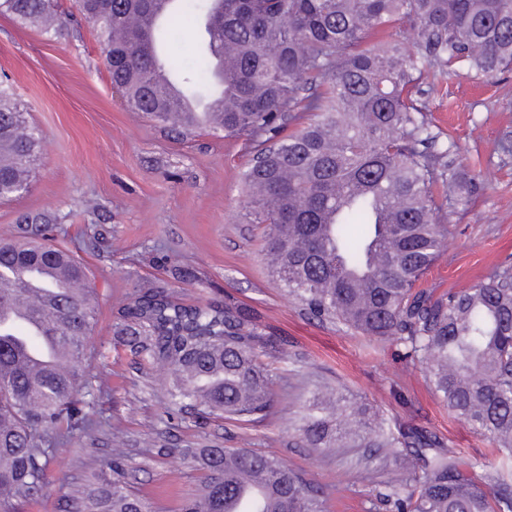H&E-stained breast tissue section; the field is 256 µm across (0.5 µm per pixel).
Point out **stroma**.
I'll return each mask as SVG.
<instances>
[{"label": "stroma", "instance_id": "1", "mask_svg": "<svg viewBox=\"0 0 512 512\" xmlns=\"http://www.w3.org/2000/svg\"><path fill=\"white\" fill-rule=\"evenodd\" d=\"M59 33L0 15V88L7 90L41 136L39 159L26 192L0 200V239L11 238L22 216L43 214L87 267L97 292V316L84 361L96 396L91 410L107 430L123 432L131 484L156 512H174L195 488L193 462L160 446L235 448L243 440L276 449L285 465L323 484L333 512H387L376 495L400 478L396 449L316 454L300 447L295 421L319 387L341 390L379 412L390 425L414 424L444 438L476 473L498 458L488 438L449 413L420 366L397 347L323 324L268 273L264 227L249 223L241 204L249 155L242 141L201 131L184 138L131 111L112 88L103 47L74 0H58ZM423 99L448 159L476 188L468 205L449 202L455 226L424 287L470 288L501 264H512V70L491 78L449 74L428 79ZM192 271L181 280L175 266ZM172 288L195 304L228 298L254 310L268 332L286 340L290 359L274 371L268 418L243 425L224 418L205 424L168 414L170 404L145 371L116 347L112 322L139 289ZM97 442L74 435L54 447L47 496L29 512H58L62 488L96 483L99 467L80 460Z\"/></svg>", "mask_w": 512, "mask_h": 512}]
</instances>
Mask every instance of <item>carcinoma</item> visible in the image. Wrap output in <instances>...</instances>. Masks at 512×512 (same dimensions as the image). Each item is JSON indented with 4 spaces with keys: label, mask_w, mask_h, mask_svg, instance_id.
Returning a JSON list of instances; mask_svg holds the SVG:
<instances>
[{
    "label": "carcinoma",
    "mask_w": 512,
    "mask_h": 512,
    "mask_svg": "<svg viewBox=\"0 0 512 512\" xmlns=\"http://www.w3.org/2000/svg\"><path fill=\"white\" fill-rule=\"evenodd\" d=\"M158 0H75L105 47L112 86L127 103L179 136L197 131L153 77L147 47L184 92L215 90L213 47L227 55L223 112L214 133L244 141L243 197L253 223L267 226L271 274L311 318L396 344L425 366L448 411L495 443L499 463L472 475L434 432L391 428L379 413L333 389L313 396L297 432L319 451L357 441L401 448L412 475L379 493L390 512H512V267L472 288L436 295L420 287L454 225L452 193L473 185L448 173L422 101L428 76L448 71L491 77L512 68V0H172L154 27ZM0 15L58 26L57 0H0ZM212 21L213 44L183 58V29ZM396 27L365 48L372 30ZM412 42L417 52L408 55ZM39 133L0 91V197L28 189ZM50 220L27 215L0 242V312L24 307L44 320L59 349L0 322V512H26L46 488L51 447L102 424L78 392L96 290L84 263L47 237ZM65 268L29 295L21 273ZM134 365L148 363L179 419L227 416L260 422L272 406L265 355L288 362V347L255 314L232 303L185 304L165 286L139 289L113 325ZM81 449L103 460L94 489L60 497V512H151L129 483L122 439ZM203 476L180 512H327L325 486L285 466L273 451L205 448Z\"/></svg>",
    "instance_id": "carcinoma-1"
}]
</instances>
